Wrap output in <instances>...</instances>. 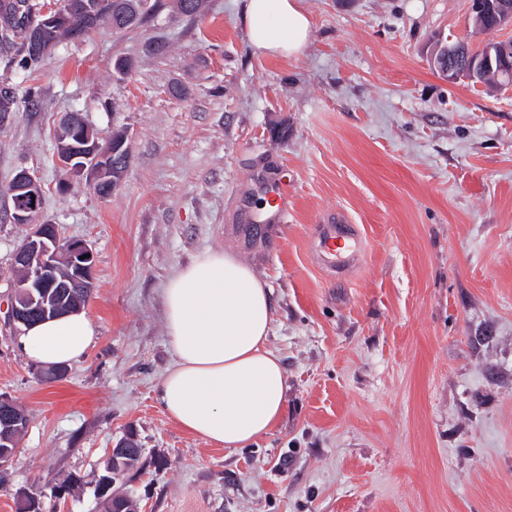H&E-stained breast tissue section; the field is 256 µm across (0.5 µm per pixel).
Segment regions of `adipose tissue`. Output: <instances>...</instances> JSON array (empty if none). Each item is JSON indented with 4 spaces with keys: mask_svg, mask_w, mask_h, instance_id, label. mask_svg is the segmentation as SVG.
Returning <instances> with one entry per match:
<instances>
[{
    "mask_svg": "<svg viewBox=\"0 0 512 512\" xmlns=\"http://www.w3.org/2000/svg\"><path fill=\"white\" fill-rule=\"evenodd\" d=\"M247 38L261 56L293 58L306 47L311 22L300 0H243ZM174 367L157 398L189 434L241 448L274 431L287 402V375L269 347L273 308L266 283L229 253L206 252L182 267L164 291ZM95 338L85 310L24 328L26 356L45 365L81 358Z\"/></svg>",
    "mask_w": 512,
    "mask_h": 512,
    "instance_id": "1",
    "label": "adipose tissue"
}]
</instances>
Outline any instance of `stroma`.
I'll use <instances>...</instances> for the list:
<instances>
[{
    "instance_id": "35a3bbf8",
    "label": "stroma",
    "mask_w": 512,
    "mask_h": 512,
    "mask_svg": "<svg viewBox=\"0 0 512 512\" xmlns=\"http://www.w3.org/2000/svg\"><path fill=\"white\" fill-rule=\"evenodd\" d=\"M301 6L311 35L288 59L254 52L241 0L193 17L161 0L138 27L60 42L33 76L40 102L0 119V395L29 420L0 512L33 489L44 512H102L99 478L130 431L145 465L115 490L140 512H512V85L451 82L431 62L512 29L474 32L469 0ZM72 111L101 140L127 134L110 196L57 163ZM22 169L40 221L95 253V344L56 379L3 310L26 233L5 188ZM280 180L287 223L249 235ZM337 212L365 242L344 275L312 246ZM206 251L269 286L287 374L280 426L243 448L190 435L156 398L175 363L163 288Z\"/></svg>"
}]
</instances>
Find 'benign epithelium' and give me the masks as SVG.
<instances>
[{
    "instance_id": "obj_1",
    "label": "benign epithelium",
    "mask_w": 512,
    "mask_h": 512,
    "mask_svg": "<svg viewBox=\"0 0 512 512\" xmlns=\"http://www.w3.org/2000/svg\"><path fill=\"white\" fill-rule=\"evenodd\" d=\"M121 0H114L112 8L88 0L84 3L90 23L94 24L112 17V22L125 28L128 16L119 6ZM73 13L71 0H51L32 8V20L25 26L26 44L41 59H46L58 45L61 25ZM492 14L498 28L512 27V0H471V15L480 18ZM512 55V39L500 40L484 46L478 55L470 54L465 60H458V47L446 44L439 47L433 58L434 66L446 77L460 76L477 78L494 64L503 63ZM83 133L77 141H71L69 131L57 136L56 158L58 164L73 176L89 178L97 185L101 194L113 191L119 181L112 178V169L121 166L127 136L114 137L103 145L98 135L84 119H79ZM13 202V221L30 227L24 241L13 254V267L24 272L26 280L14 285L7 309V321L14 332L19 333L35 309L44 313L62 312L80 306L75 300L68 303H49V291L58 288L93 287L95 255L91 246L83 240L63 239L54 224L36 223L40 213L42 189L34 176L27 170H20L7 188ZM60 270L72 275L58 280ZM28 424L21 413V406L12 399L0 395V468L6 469L12 461L18 444L16 429L19 424Z\"/></svg>"
}]
</instances>
